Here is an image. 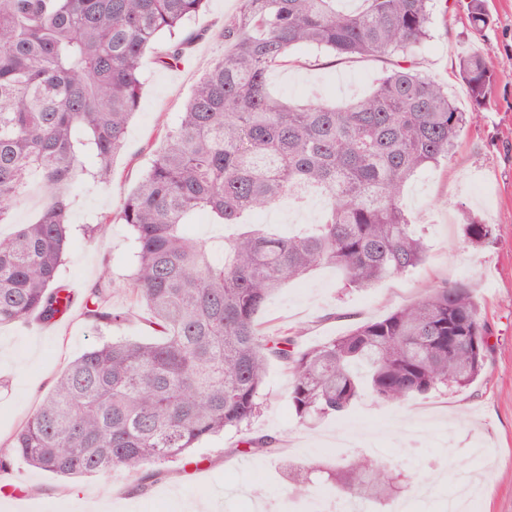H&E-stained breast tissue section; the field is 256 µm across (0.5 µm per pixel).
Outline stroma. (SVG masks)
Returning <instances> with one entry per match:
<instances>
[{"mask_svg":"<svg viewBox=\"0 0 512 512\" xmlns=\"http://www.w3.org/2000/svg\"><path fill=\"white\" fill-rule=\"evenodd\" d=\"M239 0H209L190 23L205 36L179 67L166 69L145 58L142 94L114 159L117 180L80 196L72 213L73 240L60 269L67 288H88L102 273L112 278V306L130 313L125 325L100 331L81 309L57 324L36 322L0 328V448L9 446L22 422L40 404L69 360L87 348L146 334L138 322L139 305L126 291L134 266L128 226L114 224L94 241L83 227L102 213H118L128 193L149 168L158 123L177 122L201 74L219 53L210 36ZM492 26L484 38L470 39L461 14L438 16L432 37L417 51L423 73L447 86L462 110L471 103L455 67L465 45L488 49L496 76L485 107L459 140L451 158L407 183L403 202L414 223L424 227V262L408 273L365 290L344 287L340 272L319 267L304 280L277 290L262 316L264 330H299L309 347L343 335L357 323L380 318L416 300L426 289L463 282L474 291L485 326L489 353L484 374L470 388L445 389L389 406L366 396L345 420H299L288 404L290 376L271 360L261 389V409L249 426L228 430L193 450L207 473L166 476L140 491L137 477L122 471L65 482L15 461L0 481L18 490L32 488L27 512H255L257 504L275 503V512H294L288 467L318 459L325 466L378 448L385 459L410 478L403 495L419 498L423 512H440L442 496L470 479L476 499L471 512H512V0H486ZM291 65L269 76L273 94L294 103L322 94L341 106L367 94L388 64L376 58L341 60L327 51L301 47ZM491 225L490 244L472 247L464 240L467 218ZM269 435L277 452L268 457L240 453L241 442Z\"/></svg>","mask_w":512,"mask_h":512,"instance_id":"35a3bbf8","label":"stroma"}]
</instances>
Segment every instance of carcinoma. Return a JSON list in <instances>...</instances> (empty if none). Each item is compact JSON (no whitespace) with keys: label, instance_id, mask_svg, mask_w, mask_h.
<instances>
[{"label":"carcinoma","instance_id":"obj_1","mask_svg":"<svg viewBox=\"0 0 512 512\" xmlns=\"http://www.w3.org/2000/svg\"><path fill=\"white\" fill-rule=\"evenodd\" d=\"M207 0H0V224L38 180L36 220L0 237V326L67 313L59 281L72 210L81 192L110 184L141 93L147 51L178 67L203 33L187 27ZM435 0H239L214 38L224 52L189 96L178 125H158L154 159L119 213L86 225L94 238L129 227L134 272L128 290L157 335L103 342L70 361L39 406L0 449V473L21 458L60 478L115 469L141 480L167 474L203 440L250 423L266 365L291 374L296 415L343 418L368 390L403 404L442 388L463 390L484 372L491 349L478 304L463 284L434 288L342 336L301 349L299 333L266 335L259 316L270 295L317 265L366 289L425 257L422 234L401 192L419 171L448 159L485 105L496 76L480 52L459 59L471 111L418 71L414 49L430 38ZM471 32L491 19L485 0H466ZM299 45L335 56L390 60L376 88L344 109L315 98H277L269 72ZM297 183L318 192L323 217L310 234L252 229L224 242L213 265L182 225L205 213L219 224L270 208ZM492 228L474 218L464 237L481 247ZM112 282L84 292L83 315L100 330L129 320L111 307ZM243 453H276L267 435ZM293 495L309 496L320 466L291 467ZM340 495L382 502L399 489L391 468L368 456L327 472Z\"/></svg>","mask_w":512,"mask_h":512}]
</instances>
